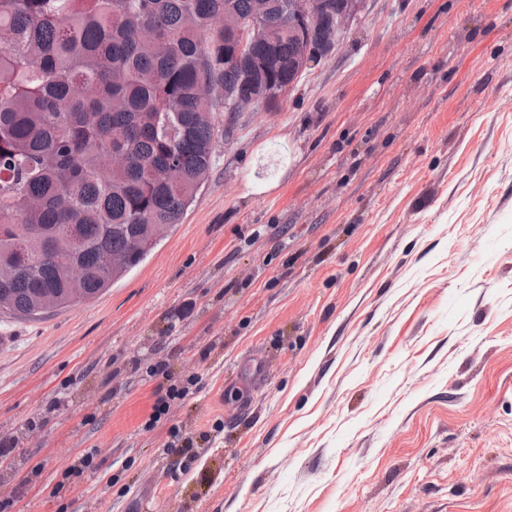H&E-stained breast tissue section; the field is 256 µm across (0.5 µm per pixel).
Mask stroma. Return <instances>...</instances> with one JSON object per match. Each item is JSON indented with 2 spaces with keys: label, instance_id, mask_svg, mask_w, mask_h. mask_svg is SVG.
<instances>
[{
  "label": "stroma",
  "instance_id": "35a3bbf8",
  "mask_svg": "<svg viewBox=\"0 0 512 512\" xmlns=\"http://www.w3.org/2000/svg\"><path fill=\"white\" fill-rule=\"evenodd\" d=\"M215 125L143 263L0 311V512H512V0H365Z\"/></svg>",
  "mask_w": 512,
  "mask_h": 512
}]
</instances>
